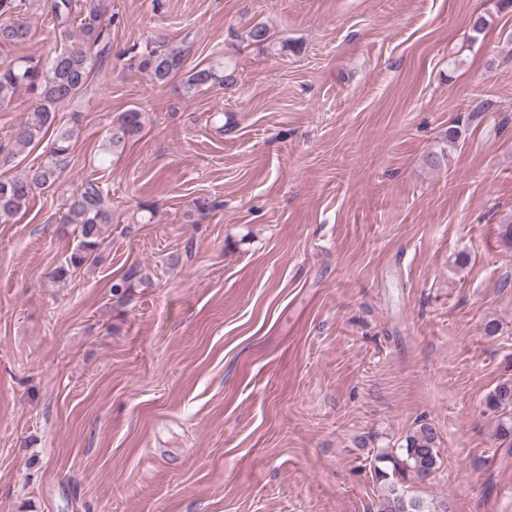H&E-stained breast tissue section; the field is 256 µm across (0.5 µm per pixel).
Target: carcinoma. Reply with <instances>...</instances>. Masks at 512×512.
I'll return each mask as SVG.
<instances>
[{
    "label": "carcinoma",
    "mask_w": 512,
    "mask_h": 512,
    "mask_svg": "<svg viewBox=\"0 0 512 512\" xmlns=\"http://www.w3.org/2000/svg\"><path fill=\"white\" fill-rule=\"evenodd\" d=\"M21 0H0V44H19L27 40L29 27L19 18ZM53 29L58 31L61 49L42 63L22 58L0 66V103L4 104L23 90L32 100L10 135V147L0 145V166L11 162L28 148L46 142L39 166L23 175L0 174V219L17 215L26 208L37 189L63 184L73 151V137L82 125L83 112H69L68 122L57 121V112L78 101L88 90L93 76L104 62L111 43L112 19H103L100 4L75 10L74 0H52ZM254 45L273 44L272 34L263 23L253 25L247 33ZM188 50L177 46L163 47L148 41L134 56V66L154 82L166 85L182 75L174 91L184 97L194 96L204 86L229 87L235 83V70L222 59L197 70L183 71ZM143 129L142 113L130 109L112 120L102 145L100 162L112 163L114 152ZM109 189L96 178H85L70 193L65 223L78 226V241L69 260L53 271L60 280L72 271L102 260L100 249L108 226L114 223L112 207L106 198ZM149 283V279L132 269L112 283V293L121 298ZM486 406L499 414L496 440L512 447V379H505L486 397ZM434 425L421 423L409 432L395 448H386L375 456L373 472L376 480L387 485L388 494L379 502L377 512H421L419 503L399 493V487L431 478L439 469Z\"/></svg>",
    "instance_id": "cac0c4a2"
}]
</instances>
